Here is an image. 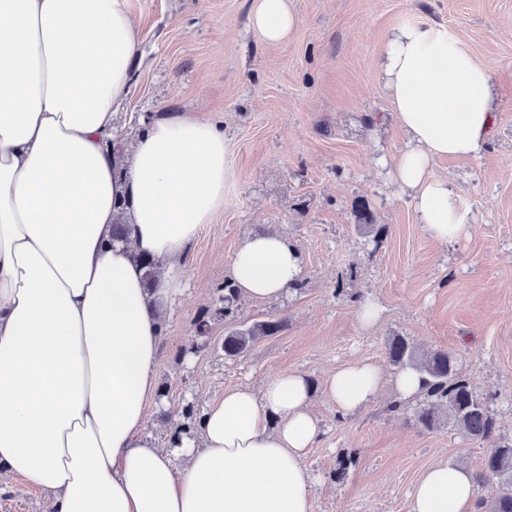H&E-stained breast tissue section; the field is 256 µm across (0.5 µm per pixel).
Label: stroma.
<instances>
[{"label":"stroma","mask_w":512,"mask_h":512,"mask_svg":"<svg viewBox=\"0 0 512 512\" xmlns=\"http://www.w3.org/2000/svg\"><path fill=\"white\" fill-rule=\"evenodd\" d=\"M253 0H126L141 25L132 93L114 122L128 152L162 112H197L224 130L229 165L224 209L189 245L182 290L167 305L156 380L166 397L149 409L143 441L163 448L177 426L170 410L205 408L225 389L260 391L298 370L316 385L311 410L322 438L305 464L315 478L313 512H409L413 484L441 458L479 469L483 443L457 430L415 428L412 405L396 416L389 394L338 417L321 385L361 359L394 375L388 337L455 354L460 372L491 399L501 435L512 438V0H290L300 25L265 45L250 28ZM405 23L447 27L494 74L501 110L485 150L437 160L475 216L467 234L435 243L407 192L389 174L408 137L396 122L380 69L382 46ZM365 204L377 230L356 227ZM288 237L303 260L300 288L271 300L243 299L212 322V342L276 316L280 335L230 360L215 349L177 358L250 234ZM380 306L371 328L364 299ZM353 456L344 477L341 458ZM46 495L0 472V512H44Z\"/></svg>","instance_id":"1"}]
</instances>
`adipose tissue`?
I'll return each instance as SVG.
<instances>
[{"instance_id": "1", "label": "adipose tissue", "mask_w": 512, "mask_h": 512, "mask_svg": "<svg viewBox=\"0 0 512 512\" xmlns=\"http://www.w3.org/2000/svg\"><path fill=\"white\" fill-rule=\"evenodd\" d=\"M250 23L277 46L299 18L288 0H253ZM139 44L124 0H0V467L45 491V512H312L305 457L321 428L302 372L258 393L225 389L178 449L137 440L166 305L188 246L224 208L228 173L223 129L193 112L153 120L120 165L109 143ZM382 57L409 138L390 174L428 235L453 241L475 217L433 165L485 148L492 73L431 24L399 26ZM145 256L158 267L151 288ZM230 275L246 297L273 299L303 268L285 236L260 232L237 247ZM386 390L404 401L421 383L368 360L323 382L344 416ZM477 499L472 472L441 459L415 483L410 512H477Z\"/></svg>"}]
</instances>
